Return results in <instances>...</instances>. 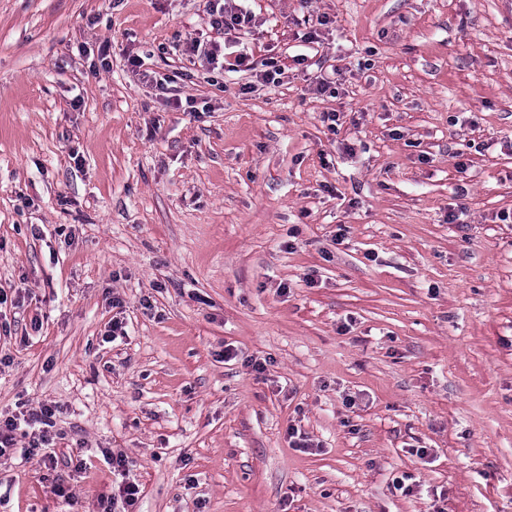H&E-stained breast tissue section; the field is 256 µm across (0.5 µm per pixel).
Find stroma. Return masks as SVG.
Instances as JSON below:
<instances>
[{"label": "stroma", "instance_id": "stroma-1", "mask_svg": "<svg viewBox=\"0 0 512 512\" xmlns=\"http://www.w3.org/2000/svg\"><path fill=\"white\" fill-rule=\"evenodd\" d=\"M247 6L0 0V512H512V0ZM220 1L214 0L216 4H211L210 7L209 25L213 29L217 31L224 30V32L241 30L252 24L254 19L251 13L235 3L244 0H225L223 5H220ZM54 417L55 410L51 406L43 405L39 411H19V415H13L4 420L0 419V457L9 450L17 448L16 435L21 421L28 426L39 425L38 437H34L32 444L25 450L27 455H37V449L43 448L42 445H49L53 440L51 433L55 427ZM141 489L139 485L125 483L118 485L117 489L112 490V495L107 497V506L104 512H133L129 510L139 499Z\"/></svg>", "mask_w": 512, "mask_h": 512}]
</instances>
